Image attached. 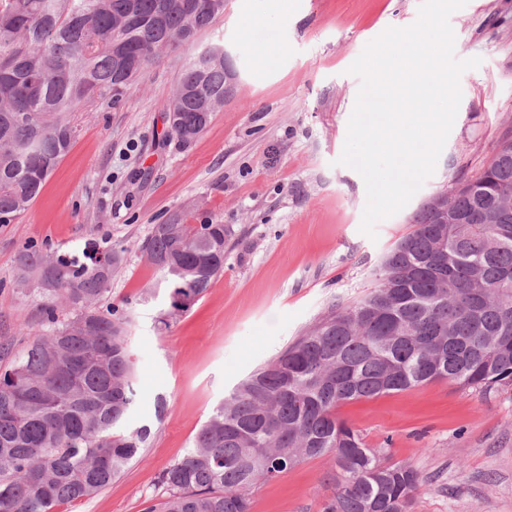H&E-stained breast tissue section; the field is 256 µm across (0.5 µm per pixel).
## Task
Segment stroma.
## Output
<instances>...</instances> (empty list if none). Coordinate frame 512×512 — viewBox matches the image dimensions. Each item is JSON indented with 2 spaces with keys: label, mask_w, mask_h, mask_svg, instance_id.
I'll use <instances>...</instances> for the list:
<instances>
[{
  "label": "stroma",
  "mask_w": 512,
  "mask_h": 512,
  "mask_svg": "<svg viewBox=\"0 0 512 512\" xmlns=\"http://www.w3.org/2000/svg\"><path fill=\"white\" fill-rule=\"evenodd\" d=\"M254 0H225L194 47L163 53L117 103L75 113L77 135L41 194L0 225V343L30 340L36 298L10 281L32 245L82 255L125 248L113 301L128 302L137 397L127 425L150 426L142 457L93 498L55 512H144L162 471L192 447L215 407L334 304L377 284L381 257L411 229L431 195L477 176L512 131V0H468L450 24L455 56L480 58L460 78L462 99L436 170L397 214L361 232L365 183L341 165L360 80L349 68L387 28L406 27L419 0H288L257 23ZM222 42L234 96L188 145L165 115L195 48ZM271 58L256 64L258 45ZM225 224L224 272L192 308L160 327L163 300L144 301L161 275L138 246L173 216ZM165 409H158V399ZM337 415L368 447L413 465L411 512H512V385L485 392L441 380L342 404ZM330 457L302 461L256 485L251 512H321Z\"/></svg>",
  "instance_id": "obj_1"
}]
</instances>
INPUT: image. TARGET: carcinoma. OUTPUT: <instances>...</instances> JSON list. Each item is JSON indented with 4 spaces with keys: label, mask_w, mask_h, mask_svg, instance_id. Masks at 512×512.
I'll list each match as a JSON object with an SVG mask.
<instances>
[{
    "label": "carcinoma",
    "mask_w": 512,
    "mask_h": 512,
    "mask_svg": "<svg viewBox=\"0 0 512 512\" xmlns=\"http://www.w3.org/2000/svg\"><path fill=\"white\" fill-rule=\"evenodd\" d=\"M224 0H0V217L15 221L69 151L73 114L128 86L163 50L190 45ZM140 57L131 71L117 57ZM224 46L189 62L175 92L184 144L224 106ZM474 224H435L422 206L383 255L377 287L333 307L237 384L160 477L145 512H250V490L304 459L330 455L322 512H409L420 475L367 447L343 403L448 380L512 385V145L452 195ZM224 224H154L138 249L165 300L198 301L224 271ZM125 249L107 272L31 246L13 282L40 298L37 339L0 368V512H53L109 486L147 448L124 425L135 404L126 309L108 301ZM177 311V312H179ZM177 312L159 323L167 327Z\"/></svg>",
    "instance_id": "1"
}]
</instances>
